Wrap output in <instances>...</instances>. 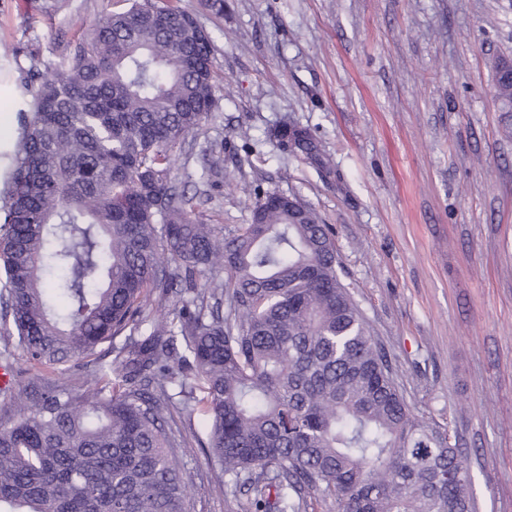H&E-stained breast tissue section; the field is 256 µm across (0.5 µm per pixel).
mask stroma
Returning <instances> with one entry per match:
<instances>
[{"instance_id":"35a3bbf8","label":"stroma","mask_w":512,"mask_h":512,"mask_svg":"<svg viewBox=\"0 0 512 512\" xmlns=\"http://www.w3.org/2000/svg\"><path fill=\"white\" fill-rule=\"evenodd\" d=\"M120 0H0V144L20 137L31 58L60 61ZM215 107L176 183L199 222L251 221V189L299 199L335 234L338 274L413 413L466 450L476 512H512V120L491 62L512 58V0H224L199 11ZM306 128L315 166L267 133ZM220 154V172L205 158ZM9 351L16 387L58 377ZM190 512H239L199 447Z\"/></svg>"}]
</instances>
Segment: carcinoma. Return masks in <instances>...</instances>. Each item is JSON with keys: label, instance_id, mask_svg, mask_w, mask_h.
I'll return each mask as SVG.
<instances>
[{"label": "carcinoma", "instance_id": "carcinoma-1", "mask_svg": "<svg viewBox=\"0 0 512 512\" xmlns=\"http://www.w3.org/2000/svg\"><path fill=\"white\" fill-rule=\"evenodd\" d=\"M28 70L0 226V334L63 366L112 347L81 384L35 403L0 389V512H187L172 395L200 411L224 495L247 512H474L463 449L418 420L310 207L257 195L252 222L195 219L172 179L215 106L210 36L181 0H132ZM507 59L493 60L512 112ZM312 157L309 132H269ZM144 324L146 336H137ZM203 392L197 397L196 390Z\"/></svg>", "mask_w": 512, "mask_h": 512}]
</instances>
